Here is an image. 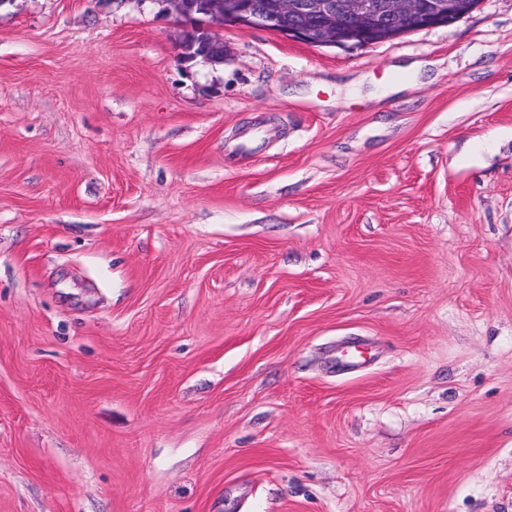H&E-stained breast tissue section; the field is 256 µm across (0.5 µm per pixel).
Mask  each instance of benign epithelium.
Here are the masks:
<instances>
[{"mask_svg": "<svg viewBox=\"0 0 512 512\" xmlns=\"http://www.w3.org/2000/svg\"><path fill=\"white\" fill-rule=\"evenodd\" d=\"M185 26L178 44L181 60L223 57L217 33L197 38L196 0H166ZM480 0H205L212 25L261 27L291 40L318 47L353 49L405 34L451 25L469 15Z\"/></svg>", "mask_w": 512, "mask_h": 512, "instance_id": "benign-epithelium-1", "label": "benign epithelium"}]
</instances>
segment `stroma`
<instances>
[{"mask_svg": "<svg viewBox=\"0 0 512 512\" xmlns=\"http://www.w3.org/2000/svg\"><path fill=\"white\" fill-rule=\"evenodd\" d=\"M179 28L0 5V512H512V0ZM166 2L186 23L178 37L181 60L183 62H190L201 57L206 62H217V59H222L224 44L217 40V33L214 29L208 31L211 36L210 38L202 37L201 40L197 38L196 33L199 31V26L193 21L192 16L194 3H197L196 0H166ZM216 42H219L221 47ZM213 55H215V59H212ZM213 28L261 27L318 47L353 49L451 25L481 0H203Z\"/></svg>", "mask_w": 512, "mask_h": 512, "instance_id": "obj_1", "label": "stroma"}]
</instances>
